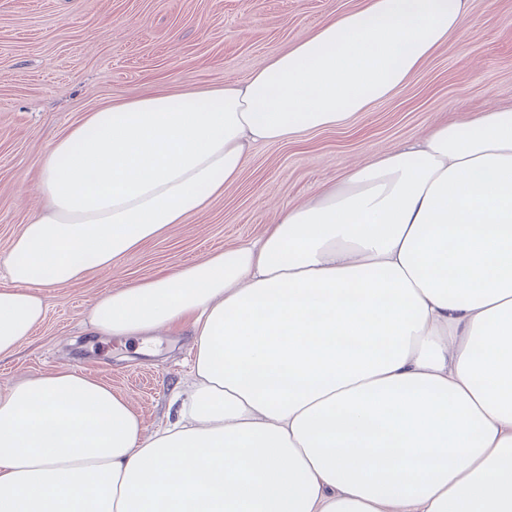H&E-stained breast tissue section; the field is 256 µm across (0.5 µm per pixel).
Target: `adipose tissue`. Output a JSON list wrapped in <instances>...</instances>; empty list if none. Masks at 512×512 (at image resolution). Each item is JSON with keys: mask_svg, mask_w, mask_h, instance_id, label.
Masks as SVG:
<instances>
[{"mask_svg": "<svg viewBox=\"0 0 512 512\" xmlns=\"http://www.w3.org/2000/svg\"><path fill=\"white\" fill-rule=\"evenodd\" d=\"M469 10L366 0L245 81L87 113L38 161L0 357L43 288L185 223L254 147L390 98ZM87 324L190 336L191 384L150 434L72 368L0 389V512H512V108L357 164L257 241L114 285Z\"/></svg>", "mask_w": 512, "mask_h": 512, "instance_id": "obj_1", "label": "adipose tissue"}]
</instances>
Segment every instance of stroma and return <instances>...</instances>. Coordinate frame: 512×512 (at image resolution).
Instances as JSON below:
<instances>
[{"label": "stroma", "instance_id": "stroma-1", "mask_svg": "<svg viewBox=\"0 0 512 512\" xmlns=\"http://www.w3.org/2000/svg\"><path fill=\"white\" fill-rule=\"evenodd\" d=\"M363 0H0V254L44 201L37 164L90 111L147 91L246 80L264 59ZM512 107V0H470V15L414 77L346 125L252 149L238 181L112 271L44 289L45 320L0 358V387L66 366L130 400L146 432L168 417L190 339L85 336L93 300L116 283L195 263L257 239L280 207L339 184L350 166L487 104Z\"/></svg>", "mask_w": 512, "mask_h": 512}]
</instances>
